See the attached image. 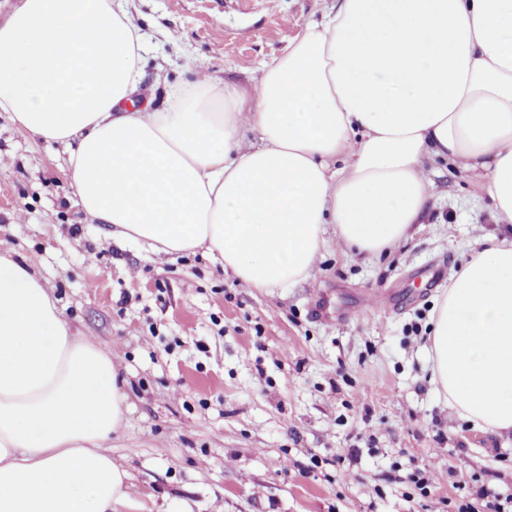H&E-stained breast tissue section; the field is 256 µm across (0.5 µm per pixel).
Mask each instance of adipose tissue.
<instances>
[{"mask_svg": "<svg viewBox=\"0 0 512 512\" xmlns=\"http://www.w3.org/2000/svg\"><path fill=\"white\" fill-rule=\"evenodd\" d=\"M146 47L126 0H19L0 23V112L63 146L82 210L152 253L202 248L257 289L309 278L329 242L373 258L463 164L512 223V0H333L250 85L207 77L129 108ZM430 318L429 381L512 433V241L493 236ZM110 349L0 253V512H112L129 411Z\"/></svg>", "mask_w": 512, "mask_h": 512, "instance_id": "1", "label": "adipose tissue"}]
</instances>
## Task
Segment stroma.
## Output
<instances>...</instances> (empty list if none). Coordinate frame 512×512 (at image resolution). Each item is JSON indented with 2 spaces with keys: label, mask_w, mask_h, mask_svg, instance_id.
I'll return each mask as SVG.
<instances>
[{
  "label": "stroma",
  "mask_w": 512,
  "mask_h": 512,
  "mask_svg": "<svg viewBox=\"0 0 512 512\" xmlns=\"http://www.w3.org/2000/svg\"><path fill=\"white\" fill-rule=\"evenodd\" d=\"M331 0H128L150 43L136 102L202 75L249 85ZM62 146L0 112V250L111 349L131 405L112 459L119 512H448L473 477L512 492V441L428 381L430 317L487 235L512 240L461 165L436 157L423 224L367 260L328 248L305 282L251 288L204 250L112 239L73 194ZM422 469L426 491L405 478Z\"/></svg>",
  "instance_id": "1"
}]
</instances>
